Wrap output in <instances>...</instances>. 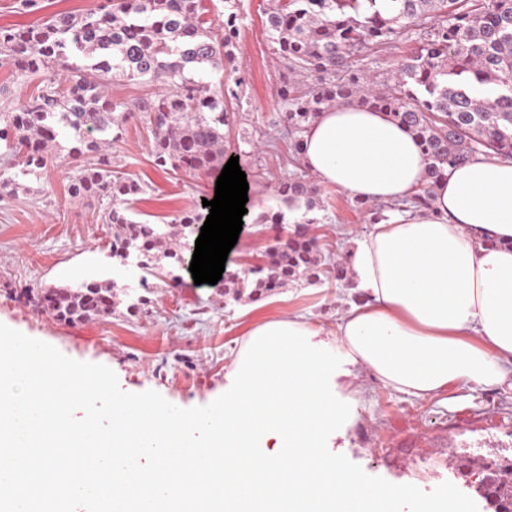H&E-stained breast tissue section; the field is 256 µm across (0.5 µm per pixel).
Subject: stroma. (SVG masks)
<instances>
[{"mask_svg": "<svg viewBox=\"0 0 512 512\" xmlns=\"http://www.w3.org/2000/svg\"><path fill=\"white\" fill-rule=\"evenodd\" d=\"M270 0H241L236 25L239 52L224 67V83L236 88L226 98L224 154L234 156L246 174L250 194L263 204V223L247 220L243 243L231 249L225 267L232 272L262 265L276 238L287 237L269 218L284 211L271 178L304 174L288 153L285 106L276 94L293 75L275 55L265 31ZM99 0H38L35 11L19 10L18 0H0V26H24L59 11L95 13ZM153 136L139 117L127 119L118 141L107 147L112 168L137 181L146 192L131 204L137 218L162 217L196 206L211 194L212 182L155 166ZM74 162L67 151L47 154L39 177L0 201V324L56 347L65 356L102 364L114 371L122 390H153L186 408L205 404L223 385L238 341L253 325L303 312L334 328L348 280L318 284L291 282L262 295L236 298L203 283L172 286L145 276L135 265L112 259L107 248L111 225L102 223L99 202L72 199L67 174ZM320 205L306 225L316 238L322 266L345 265V245L337 225L353 234L365 231L363 207L344 191L320 187ZM99 280L117 283L112 317L86 324L56 320L33 301L40 289L77 287ZM146 299L138 315L126 308ZM357 385L362 396L352 424L336 436L334 453L345 455L369 475L432 492L451 482L469 496L478 512L512 495V481L501 471L512 461V386L470 389L449 386L418 400L396 393L369 371Z\"/></svg>", "mask_w": 512, "mask_h": 512, "instance_id": "stroma-1", "label": "stroma"}]
</instances>
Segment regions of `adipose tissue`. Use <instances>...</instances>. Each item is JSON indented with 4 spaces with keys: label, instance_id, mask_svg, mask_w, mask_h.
<instances>
[{
    "label": "adipose tissue",
    "instance_id": "adipose-tissue-1",
    "mask_svg": "<svg viewBox=\"0 0 512 512\" xmlns=\"http://www.w3.org/2000/svg\"><path fill=\"white\" fill-rule=\"evenodd\" d=\"M302 162L319 184L389 209L347 251L353 300L335 329L288 322L351 355V375L370 370L416 399L512 381V161L476 157L434 186L430 208L397 210L425 183L421 149L350 104L308 126Z\"/></svg>",
    "mask_w": 512,
    "mask_h": 512
}]
</instances>
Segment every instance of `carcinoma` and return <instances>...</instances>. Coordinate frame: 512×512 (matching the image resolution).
<instances>
[{
    "label": "carcinoma",
    "instance_id": "1",
    "mask_svg": "<svg viewBox=\"0 0 512 512\" xmlns=\"http://www.w3.org/2000/svg\"><path fill=\"white\" fill-rule=\"evenodd\" d=\"M390 2L382 12L377 0H277L265 30L291 72L314 77L277 89L291 153L301 155L303 132L326 110L357 103L382 112L422 149L425 187L410 206L427 208L448 170L478 155L512 161V0ZM236 7L237 0H224L229 33L222 37L213 34L204 0H111L99 16L57 12L34 25L0 27V67L23 79L52 72L21 111L0 117V143L21 165L15 177L0 180V199L22 188L19 179L40 174L47 146L64 142L72 158L83 159L70 176V197L107 199L102 223L120 229L112 258L123 265L134 259L159 279L181 281L182 226L201 223L207 212L198 206L163 224L134 220L130 201L142 187L94 155L136 113L151 128L156 166L220 175L224 97L238 94L222 80L213 83V72L234 59ZM414 31L423 37L388 83L378 84L365 69L348 75L356 53ZM111 74L164 84L167 93L132 104L113 100L105 91ZM89 132L98 138L88 139ZM275 194L290 210L317 205L318 188L303 176L278 181ZM320 273L315 240L298 229L285 242L276 239L266 266L229 277L228 287L261 294ZM41 302L61 320L90 322L112 316L115 293L108 284L84 282L50 288Z\"/></svg>",
    "mask_w": 512,
    "mask_h": 512
}]
</instances>
